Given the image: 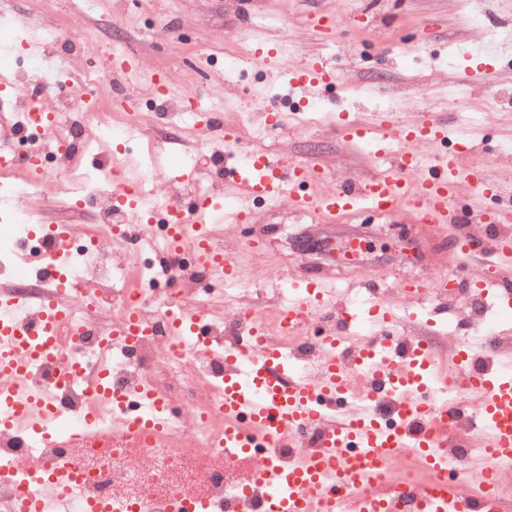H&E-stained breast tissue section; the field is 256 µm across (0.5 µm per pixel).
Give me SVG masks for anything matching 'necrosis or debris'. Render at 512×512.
I'll use <instances>...</instances> for the list:
<instances>
[{
    "mask_svg": "<svg viewBox=\"0 0 512 512\" xmlns=\"http://www.w3.org/2000/svg\"><path fill=\"white\" fill-rule=\"evenodd\" d=\"M13 55L8 83L14 119L0 123V145L9 148L0 154V196L9 202L8 231L0 233V282L9 281L10 295L23 304L20 329L39 322L42 301L65 305V317L52 327L54 352L34 367L32 379L85 438L73 445L23 426L0 429V512H17V502L33 496L45 471L65 461L75 484L59 512H267L268 486L253 483L244 456L223 445L224 376L232 358H251L264 345L283 352L287 378L314 373L326 354L324 331L353 317V308L306 315L284 331L285 290L230 294L214 284L194 250L170 245L155 212L165 205L183 213L201 208L224 190V176L202 143L185 158L195 173L189 180L150 161L134 179L108 158L92 172L78 165L79 156L103 138L119 154L152 148L160 119L202 140L204 122L222 111L223 97L151 89V72L138 68L130 78L149 87L148 109H113L100 99L116 72L108 47L84 64L81 77L67 72L58 79L48 108L29 94L39 81L38 54L23 41ZM57 203L91 211L94 221L61 225L65 268L49 274L53 232L34 226L40 206ZM154 258L167 269L164 281L151 274ZM480 296L476 288L463 299L447 292L449 307L460 311L478 349L476 366L492 370L499 360L512 359V336L497 334L483 312L473 311ZM133 314L143 327L130 339L123 328ZM176 314L206 320L208 344L177 335L171 323ZM448 401L452 410L434 437L451 472L416 474L401 452L371 487L403 503L402 512H415L426 487L452 476L467 481L473 471L479 411L466 381L455 385ZM149 412L163 419L160 431H126L127 420ZM330 422V414H322L282 445L258 453L272 467H287L314 448Z\"/></svg>",
    "mask_w": 512,
    "mask_h": 512,
    "instance_id": "4bbe7bcc",
    "label": "necrosis or debris"
}]
</instances>
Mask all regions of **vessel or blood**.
Returning a JSON list of instances; mask_svg holds the SVG:
<instances>
[{
	"label": "vessel or blood",
	"instance_id": "vessel-or-blood-1",
	"mask_svg": "<svg viewBox=\"0 0 512 512\" xmlns=\"http://www.w3.org/2000/svg\"><path fill=\"white\" fill-rule=\"evenodd\" d=\"M336 73L321 60L295 74L291 86L299 93L335 83ZM344 139L350 143L379 145L400 143L402 149L391 169L355 187L327 193H304L302 183L320 181L322 169L302 163L285 164L269 157L259 158L260 172L250 178L233 177L242 199L285 198L311 215L336 219L345 213L369 209L395 214L409 209L416 221L439 230L447 223L458 180H466L472 191L486 194L493 186L472 167H463L461 156L469 147L461 138L457 150L421 155L415 146L439 142L447 137L445 128L426 112L413 124L379 126L345 124ZM208 267L224 278L238 277L235 251H214L207 242L196 244ZM295 297L289 302L286 325L296 321L313 306L329 303L331 291L320 274L302 272L294 280ZM15 300L0 294V428L25 421L38 430L61 425L63 417L45 392L32 382L33 366L53 348L51 325L63 314L55 302H47L41 320L28 331L20 330L11 316ZM326 356L316 373L283 381L282 354L260 349L255 357L237 362L224 378V445L244 455H253L252 433L269 444L287 437L288 428L314 419L321 408L341 403L340 422L335 430L321 434L316 449L299 455L287 469L270 475L264 466L252 471L255 480L271 488L274 512H331L338 491L355 495L356 512H394L392 499L364 494L373 485L386 459L396 449L407 448L435 468L447 466L433 439L407 427H395L369 413L367 407L349 394L350 377L338 353L347 348L348 338L334 330L324 340ZM367 360V380L379 389L397 391L411 420L437 421L441 417L435 402L422 391L424 374L435 366L432 351L418 343L403 351L398 341L374 340L358 350ZM473 395L483 409L479 446L486 463L482 475L512 472V374L475 372L469 377ZM66 468H57L42 485L35 512H50L51 502L68 489ZM419 512H483L484 500L449 480L444 489H426L417 503Z\"/></svg>",
	"mask_w": 512,
	"mask_h": 512
}]
</instances>
